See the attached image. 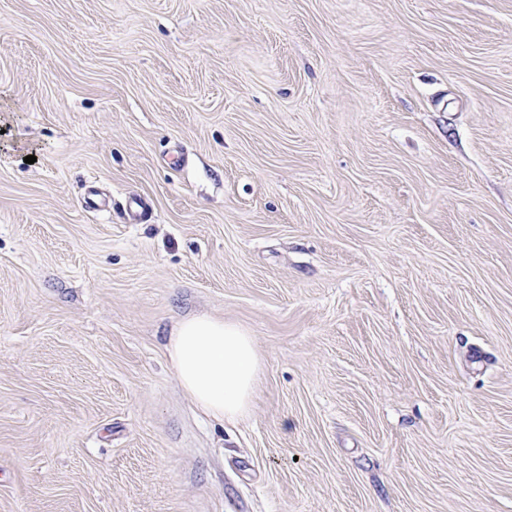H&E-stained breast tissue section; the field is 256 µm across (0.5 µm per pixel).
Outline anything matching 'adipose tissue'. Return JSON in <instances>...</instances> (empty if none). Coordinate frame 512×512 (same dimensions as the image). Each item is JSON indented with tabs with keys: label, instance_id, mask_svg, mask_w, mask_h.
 <instances>
[{
	"label": "adipose tissue",
	"instance_id": "obj_1",
	"mask_svg": "<svg viewBox=\"0 0 512 512\" xmlns=\"http://www.w3.org/2000/svg\"><path fill=\"white\" fill-rule=\"evenodd\" d=\"M167 351L183 389L206 415L221 421L248 412L261 361L246 329L191 316L175 324Z\"/></svg>",
	"mask_w": 512,
	"mask_h": 512
}]
</instances>
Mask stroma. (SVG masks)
Listing matches in <instances>:
<instances>
[{
	"label": "stroma",
	"mask_w": 512,
	"mask_h": 512,
	"mask_svg": "<svg viewBox=\"0 0 512 512\" xmlns=\"http://www.w3.org/2000/svg\"><path fill=\"white\" fill-rule=\"evenodd\" d=\"M0 512H512V0H0ZM167 351L183 389L206 415L224 422L248 412L262 365L246 329L191 316L175 324Z\"/></svg>",
	"instance_id": "1"
}]
</instances>
